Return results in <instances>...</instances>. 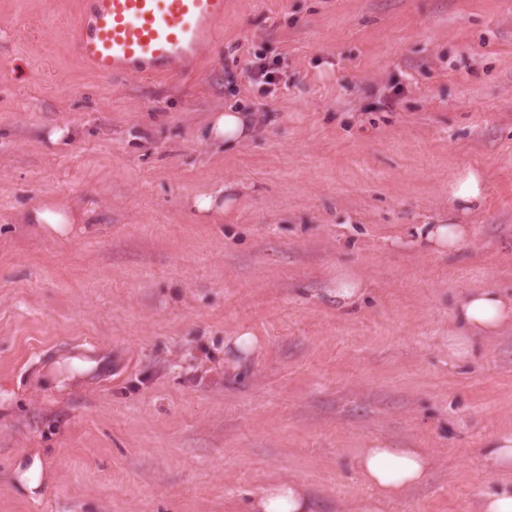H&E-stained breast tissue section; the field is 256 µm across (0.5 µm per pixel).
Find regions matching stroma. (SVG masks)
I'll return each instance as SVG.
<instances>
[{
	"mask_svg": "<svg viewBox=\"0 0 512 512\" xmlns=\"http://www.w3.org/2000/svg\"><path fill=\"white\" fill-rule=\"evenodd\" d=\"M81 13L0 0V512H247L288 478L352 512L378 439L431 458L385 512H479L511 486L479 448L512 432V325L451 347L466 291L512 295V0H227L155 77L98 75ZM238 106L253 138L205 144ZM468 169L484 199L456 211ZM229 179L233 207L197 217ZM46 201L93 207L92 230L42 235L25 211ZM448 219L475 229L459 251L411 246ZM340 270L366 283L346 312Z\"/></svg>",
	"mask_w": 512,
	"mask_h": 512,
	"instance_id": "obj_1",
	"label": "stroma"
}]
</instances>
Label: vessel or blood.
I'll list each match as a JSON object with an SVG mask.
<instances>
[{"mask_svg": "<svg viewBox=\"0 0 512 512\" xmlns=\"http://www.w3.org/2000/svg\"><path fill=\"white\" fill-rule=\"evenodd\" d=\"M225 0H86L77 49L105 75L174 71L224 18Z\"/></svg>", "mask_w": 512, "mask_h": 512, "instance_id": "b4317fda", "label": "vessel or blood"}]
</instances>
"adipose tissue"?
Masks as SVG:
<instances>
[{"instance_id": "adipose-tissue-1", "label": "adipose tissue", "mask_w": 512, "mask_h": 512, "mask_svg": "<svg viewBox=\"0 0 512 512\" xmlns=\"http://www.w3.org/2000/svg\"><path fill=\"white\" fill-rule=\"evenodd\" d=\"M255 124L254 114L227 109L211 116L207 138L209 142L232 148L250 139ZM90 219V212L56 202L35 205L25 216L27 223L55 238L71 237L77 226L87 224ZM469 236L470 230L464 224H422L416 229L417 244L437 253L457 251ZM454 315L471 339L482 340L512 321V296L492 288H475L458 300ZM355 462L370 493L355 505L354 512H384L389 502L403 497L425 480L429 466L423 449L387 448L381 444L363 449ZM312 508L309 487L288 478L271 483L257 494L249 512H311Z\"/></svg>"}]
</instances>
